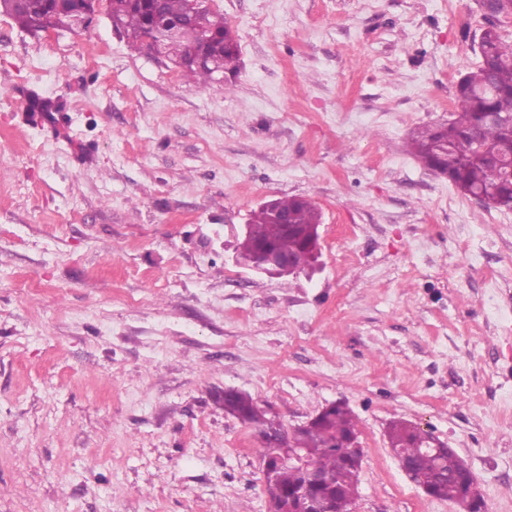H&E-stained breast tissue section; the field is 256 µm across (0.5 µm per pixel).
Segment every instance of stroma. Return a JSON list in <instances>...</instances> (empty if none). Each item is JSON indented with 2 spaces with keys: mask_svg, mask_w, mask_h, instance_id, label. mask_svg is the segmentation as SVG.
<instances>
[{
  "mask_svg": "<svg viewBox=\"0 0 512 512\" xmlns=\"http://www.w3.org/2000/svg\"><path fill=\"white\" fill-rule=\"evenodd\" d=\"M207 4L230 81L103 13L51 37L0 13V512H267L228 388L288 430L345 402L354 512H460L402 472L396 420L512 512V210L407 151L478 64V0ZM284 196L319 207L322 256L270 278L237 233Z\"/></svg>",
  "mask_w": 512,
  "mask_h": 512,
  "instance_id": "stroma-1",
  "label": "stroma"
}]
</instances>
